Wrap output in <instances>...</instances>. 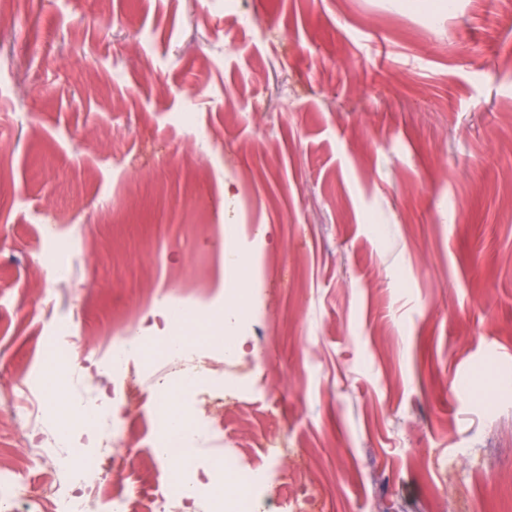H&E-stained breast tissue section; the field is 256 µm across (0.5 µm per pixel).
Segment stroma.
<instances>
[{
	"instance_id": "1",
	"label": "stroma",
	"mask_w": 512,
	"mask_h": 512,
	"mask_svg": "<svg viewBox=\"0 0 512 512\" xmlns=\"http://www.w3.org/2000/svg\"><path fill=\"white\" fill-rule=\"evenodd\" d=\"M242 288L261 369L199 469L262 465L276 435L316 512H448L452 485L512 512L490 467L512 463V0H8L0 425L55 321L93 392L122 329ZM140 368L124 451L146 466Z\"/></svg>"
}]
</instances>
